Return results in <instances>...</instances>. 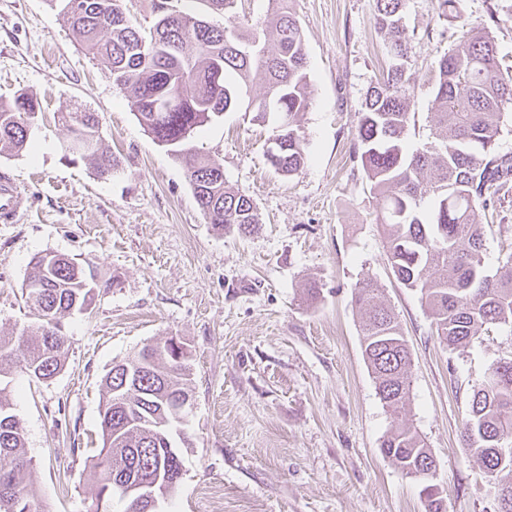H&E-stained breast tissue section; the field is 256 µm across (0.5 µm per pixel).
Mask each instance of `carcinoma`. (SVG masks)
<instances>
[{
  "mask_svg": "<svg viewBox=\"0 0 512 512\" xmlns=\"http://www.w3.org/2000/svg\"><path fill=\"white\" fill-rule=\"evenodd\" d=\"M61 2L64 18L86 48L112 72L127 93L140 124L184 164L197 203L212 227L249 233L258 217L252 200L228 185L215 161L190 147L195 133L229 110L274 121L275 170L292 175L304 165V137L297 118L311 104L307 51L293 0H269L266 15L243 27L198 26L199 7L230 14L238 0H192L196 6L168 17V0H154L150 28L109 6L116 0ZM403 0H376L375 26L391 57L387 72L368 89L356 132L363 173L377 201V221L386 236L397 281L420 292L441 342L467 346L501 325H512V253L496 273L485 267L488 229L497 221L494 203L512 191V156L497 151L512 106V62L498 56L487 32L462 31L438 62L430 115L432 141L407 153L403 138L416 124L411 112L408 65L412 36L403 24ZM265 85L262 97L247 96L250 83ZM167 99L174 105L158 110ZM40 110L20 94L0 101V153L19 152L29 138L30 120ZM70 153L91 157L99 175L110 176L119 160L101 150L95 112H65ZM83 268L64 255H39L22 288L38 320L36 334L0 337V382L13 370L46 381L64 366L69 339L62 319L92 299ZM352 301L361 314L363 357L376 392L395 420L382 452L403 475L424 482L425 512H447L432 484L436 460L418 431L397 420L410 401L411 353L392 309L372 278L358 281ZM192 372L184 347L147 344L115 364L102 380V447L91 456L97 492L90 512L104 498L123 496L130 478L165 479L182 471L168 442L181 424L171 399L192 395ZM11 408L0 387V494L45 512L31 480L21 420L3 424ZM482 480L501 496L499 512H512V360L499 361L473 389L462 433Z\"/></svg>",
  "mask_w": 512,
  "mask_h": 512,
  "instance_id": "cac0c4a2",
  "label": "carcinoma"
}]
</instances>
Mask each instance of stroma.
<instances>
[{
    "label": "stroma",
    "mask_w": 512,
    "mask_h": 512,
    "mask_svg": "<svg viewBox=\"0 0 512 512\" xmlns=\"http://www.w3.org/2000/svg\"><path fill=\"white\" fill-rule=\"evenodd\" d=\"M294 8L311 91L299 117L301 170L289 176L270 165L273 126L247 113L212 118L193 141L251 198L259 222L244 234L212 228L183 164L145 131L56 0H0V100L24 92L41 106L27 148L0 154V173L25 198L17 221L0 223V336L38 324L21 297L33 257L66 255L96 282L88 309L63 320V369L45 382L14 372L6 389L48 512H87L95 496L89 459L102 445L104 375L172 337L191 355L194 407L182 426L183 476L161 512H424L420 483L381 450L392 416L362 356L351 302L365 278L381 286L410 346L401 416L437 461L448 512H496L460 432L472 386L512 358V327L449 349L420 293L392 273L355 154L362 101L389 65L375 0H294ZM402 15L413 36L416 127L404 139L412 151L428 140L431 77L461 23L489 31L499 56L512 59V0H458L447 17L436 0H403ZM76 110L99 114L100 143L121 161L112 175L65 151L57 115ZM496 207L485 243L491 272L512 244V194ZM311 281L321 297L308 303Z\"/></svg>",
    "instance_id": "1"
}]
</instances>
